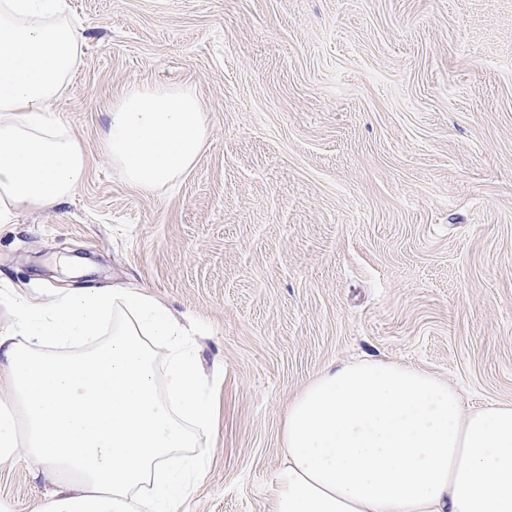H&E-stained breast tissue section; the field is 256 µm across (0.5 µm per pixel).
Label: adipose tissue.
I'll return each mask as SVG.
<instances>
[{"label": "adipose tissue", "instance_id": "1", "mask_svg": "<svg viewBox=\"0 0 512 512\" xmlns=\"http://www.w3.org/2000/svg\"><path fill=\"white\" fill-rule=\"evenodd\" d=\"M62 0H0V224L87 176L54 106L84 56ZM194 85H131L104 157L153 193L196 163ZM0 325V466L37 461L35 512H180L215 407L185 321L137 288L11 295ZM273 512H512V405L467 406L439 376L383 360L319 372L288 405Z\"/></svg>", "mask_w": 512, "mask_h": 512}]
</instances>
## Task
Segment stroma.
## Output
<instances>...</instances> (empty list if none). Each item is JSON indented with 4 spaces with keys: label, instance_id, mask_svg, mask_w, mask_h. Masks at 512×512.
<instances>
[{
    "label": "stroma",
    "instance_id": "obj_1",
    "mask_svg": "<svg viewBox=\"0 0 512 512\" xmlns=\"http://www.w3.org/2000/svg\"><path fill=\"white\" fill-rule=\"evenodd\" d=\"M86 38L56 106L88 158L0 224V295L143 287L218 371L188 512H273L289 401L375 358L512 403V0H67ZM195 85L209 138L151 194L103 157L128 85ZM31 464L0 498L34 512Z\"/></svg>",
    "mask_w": 512,
    "mask_h": 512
}]
</instances>
